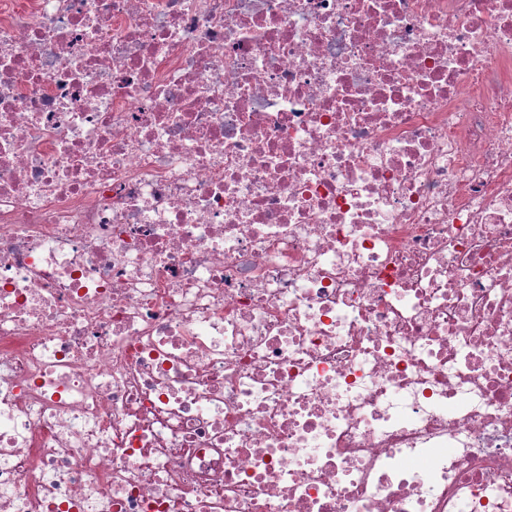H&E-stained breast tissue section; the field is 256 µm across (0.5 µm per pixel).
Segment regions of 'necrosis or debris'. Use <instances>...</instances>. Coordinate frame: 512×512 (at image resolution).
Segmentation results:
<instances>
[{
  "label": "necrosis or debris",
  "instance_id": "obj_1",
  "mask_svg": "<svg viewBox=\"0 0 512 512\" xmlns=\"http://www.w3.org/2000/svg\"><path fill=\"white\" fill-rule=\"evenodd\" d=\"M0 512H512V0H0Z\"/></svg>",
  "mask_w": 512,
  "mask_h": 512
}]
</instances>
